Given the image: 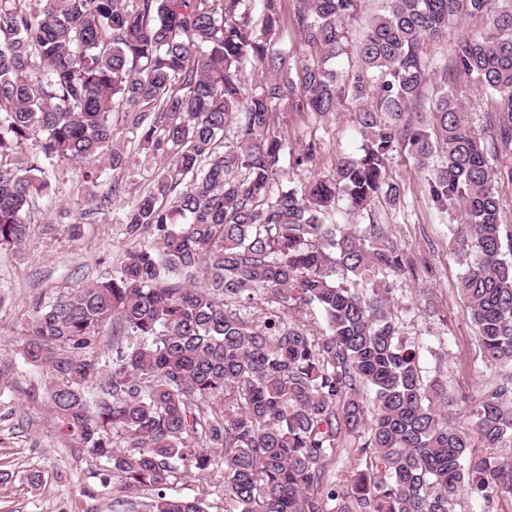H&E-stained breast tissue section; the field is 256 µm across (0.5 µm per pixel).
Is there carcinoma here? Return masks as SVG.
Returning <instances> with one entry per match:
<instances>
[{
    "mask_svg": "<svg viewBox=\"0 0 512 512\" xmlns=\"http://www.w3.org/2000/svg\"><path fill=\"white\" fill-rule=\"evenodd\" d=\"M363 14L364 0H295L297 61L281 0H0V250L32 235L63 164H91L88 201L107 170L104 199L124 201L117 273L37 300L22 349L120 506L146 487L148 512H206L172 490L213 474L236 512H457L464 495L512 493V0H391L354 42ZM460 19L477 27L432 66L427 46ZM249 65L268 72L255 88ZM462 84L486 96L488 139ZM347 95L359 152L306 185L283 179L285 155L300 167L319 147L288 152L280 107L325 117ZM398 150L436 210L460 207L456 288L481 357L510 368L466 425L391 308L387 277L415 263L381 219L354 223L381 199L401 207ZM137 163L149 185L127 201ZM339 451L357 461L346 481Z\"/></svg>",
    "mask_w": 512,
    "mask_h": 512,
    "instance_id": "cac0c4a2",
    "label": "carcinoma"
}]
</instances>
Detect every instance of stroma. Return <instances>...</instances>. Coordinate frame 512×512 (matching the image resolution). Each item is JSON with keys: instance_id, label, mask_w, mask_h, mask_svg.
<instances>
[{"instance_id": "stroma-1", "label": "stroma", "mask_w": 512, "mask_h": 512, "mask_svg": "<svg viewBox=\"0 0 512 512\" xmlns=\"http://www.w3.org/2000/svg\"><path fill=\"white\" fill-rule=\"evenodd\" d=\"M280 120L293 149L308 140L319 145L313 164L285 166L284 178L295 185L329 173L341 157L359 149L352 100H344L327 118L286 110ZM83 171V165L70 166L66 182L56 183L61 210L38 205L36 231L21 252H0V294L5 297L0 303V356L17 362L13 392L0 396V512H121L113 504L111 488L100 483L99 461L76 447L49 419L43 404L23 397V390L44 382L46 371L18 360L26 322L39 296L52 294L65 281L75 286L95 280L120 264L125 243L119 227L109 207L89 213ZM389 174L405 186L404 206L393 211L380 203L373 215H361L358 221L366 224L380 217L402 248L427 264L426 275L394 278V309L404 336L420 344L425 371L440 374L454 395L474 404L495 382L498 370L482 361L455 288L460 270L451 246L456 211L435 209L425 191V175L407 152L394 154ZM63 224L81 225V236L73 239L60 232ZM35 470L43 480L33 487L26 477Z\"/></svg>"}]
</instances>
